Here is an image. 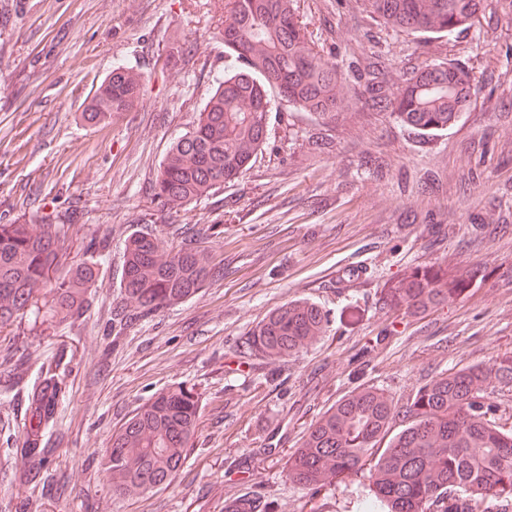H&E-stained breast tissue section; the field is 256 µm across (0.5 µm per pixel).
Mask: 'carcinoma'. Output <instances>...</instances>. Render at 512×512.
Listing matches in <instances>:
<instances>
[{"instance_id": "carcinoma-1", "label": "carcinoma", "mask_w": 512, "mask_h": 512, "mask_svg": "<svg viewBox=\"0 0 512 512\" xmlns=\"http://www.w3.org/2000/svg\"><path fill=\"white\" fill-rule=\"evenodd\" d=\"M301 0H226L218 29L234 65L215 80L191 129L168 147L155 179L166 206L181 207L215 194L235 179L268 140L272 97L318 115L337 112L340 66L316 49L306 35ZM384 25L412 34L452 36L471 26L484 0H366ZM381 62L364 68V105L389 112L423 133L448 128L468 111L470 78L457 62L412 70L398 87L386 79ZM146 83L137 69L120 63L99 83L81 117L100 123L133 111ZM204 227H187L179 243L150 230L126 244L122 285L141 316L180 303L224 272L202 248ZM73 243L69 225L49 215L0 224V335L39 311L41 290L49 289L51 310L62 321L83 312L88 289L98 286L100 263H68ZM448 274L418 270L386 290L394 307L427 311L468 288ZM327 315L308 301H292L269 313L242 343L243 353L288 357L317 341ZM65 371L50 366L32 386L31 418L25 426L18 479L36 482L52 494L53 449L42 447L43 431L54 422L64 393ZM493 382L512 383V352L461 368L421 386L399 407L374 387L343 397L309 429L302 446L288 456V480L319 489L369 466L372 496L364 512H488L512 505V428L492 418L484 394ZM199 397L182 386L162 391L137 409L111 437L107 466L114 491L137 495L168 485L192 447ZM402 429L383 449L376 444L391 428Z\"/></svg>"}]
</instances>
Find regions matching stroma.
I'll return each instance as SVG.
<instances>
[{
  "mask_svg": "<svg viewBox=\"0 0 512 512\" xmlns=\"http://www.w3.org/2000/svg\"><path fill=\"white\" fill-rule=\"evenodd\" d=\"M452 38L375 21L364 0H303L307 31L344 72L374 59L401 85L408 67L452 59L476 77L468 112L436 134L358 105L321 119L273 100L268 145L209 198L172 210L154 196L170 143L188 131L224 70V0H0V224L55 214L75 259L97 244L101 287L76 322L23 319L0 339V512L39 498L19 484L27 391L66 356V388L45 433L65 485L44 512H224L258 498L269 512H361L367 470L317 490L283 470L314 422L355 388L406 404L449 371L512 351V15L496 0ZM189 43L195 62L175 61ZM146 79L138 107L92 126L80 113L113 65ZM214 225L203 240L223 276L192 297L109 330L126 306L125 245L145 227ZM469 288L421 314L386 304L413 270ZM293 300L328 315L323 335L285 359L241 354L245 337ZM68 353H61V346ZM199 395L198 433L169 485L113 494V432L155 393Z\"/></svg>",
  "mask_w": 512,
  "mask_h": 512,
  "instance_id": "obj_1",
  "label": "stroma"
}]
</instances>
